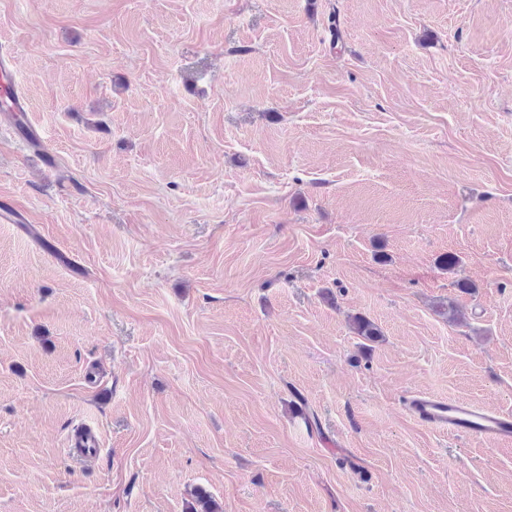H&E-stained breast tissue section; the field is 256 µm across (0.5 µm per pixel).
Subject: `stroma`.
Wrapping results in <instances>:
<instances>
[{"mask_svg": "<svg viewBox=\"0 0 512 512\" xmlns=\"http://www.w3.org/2000/svg\"><path fill=\"white\" fill-rule=\"evenodd\" d=\"M0 49V512H512V442L403 405L512 413V0H0ZM412 418L422 426L468 437L512 441V415L485 409L469 400L413 394L406 401Z\"/></svg>", "mask_w": 512, "mask_h": 512, "instance_id": "stroma-1", "label": "stroma"}]
</instances>
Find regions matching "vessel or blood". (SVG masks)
Segmentation results:
<instances>
[{"mask_svg": "<svg viewBox=\"0 0 512 512\" xmlns=\"http://www.w3.org/2000/svg\"><path fill=\"white\" fill-rule=\"evenodd\" d=\"M420 425L468 437L512 441V415L485 409L460 398L413 394L406 402Z\"/></svg>", "mask_w": 512, "mask_h": 512, "instance_id": "1", "label": "vessel or blood"}]
</instances>
